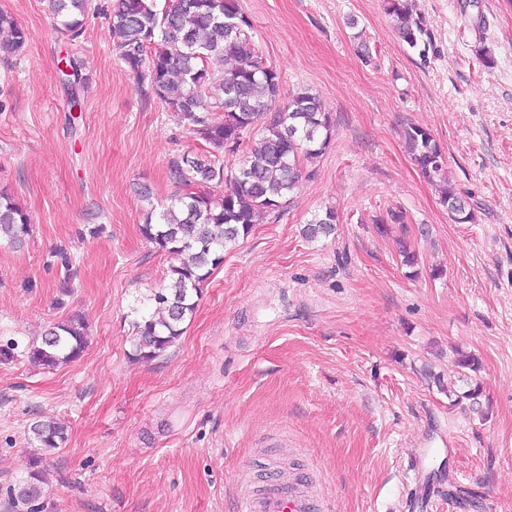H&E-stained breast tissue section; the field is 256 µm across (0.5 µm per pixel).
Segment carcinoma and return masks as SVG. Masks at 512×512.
<instances>
[{
    "mask_svg": "<svg viewBox=\"0 0 512 512\" xmlns=\"http://www.w3.org/2000/svg\"><path fill=\"white\" fill-rule=\"evenodd\" d=\"M66 39L84 33V18L93 0H48ZM398 36L424 57L432 45L430 32L414 16L411 0H386ZM115 47L126 68L150 94L192 128L206 144V155L170 159L169 179L183 193L168 204L150 208L141 237L157 249L182 256L170 268L171 284L152 293L155 312L136 323L135 357L161 356L183 333V324L198 306L201 285L224 262V250L247 238L257 224L278 218L290 206L302 178L320 158L332 137V120L319 96L300 89L279 103L282 79L251 40L250 19L239 0H112L110 13ZM0 30L10 33L9 53L23 50L27 31L12 15L0 11ZM233 63L217 70V61ZM261 126V137L245 145L247 134ZM408 153L428 182L441 189L442 201L458 223H471L467 208L448 178V163L433 135L423 127L404 129ZM242 153L233 169L221 156ZM234 182V190L217 197L211 188ZM336 212L316 214L304 229L310 240L336 230ZM32 232L27 211L0 190V240L21 243ZM86 345V324L79 315L53 324L41 344L30 350L33 363L54 368L77 359ZM43 448L55 449L66 439L57 423L31 427ZM43 478L33 470L14 496L27 512H41Z\"/></svg>",
    "mask_w": 512,
    "mask_h": 512,
    "instance_id": "1",
    "label": "carcinoma"
}]
</instances>
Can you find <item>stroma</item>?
I'll return each instance as SVG.
<instances>
[{
    "label": "stroma",
    "mask_w": 512,
    "mask_h": 512,
    "mask_svg": "<svg viewBox=\"0 0 512 512\" xmlns=\"http://www.w3.org/2000/svg\"><path fill=\"white\" fill-rule=\"evenodd\" d=\"M109 4L95 0L72 45L46 0H0L29 33L10 54L0 32V188L33 229L0 242V512H17L11 493L34 465L41 512H236L248 484L287 469L323 512H512V0H412L433 37L424 59L385 0H239L284 91L319 95L332 138L150 361L134 357V324L179 259L138 226L181 192L170 159L204 143L118 58ZM67 55L81 64L74 88ZM410 124L441 146L474 222L455 223L413 164ZM329 207L335 236L307 240ZM393 211L404 223L378 232ZM74 314L82 355L35 365L32 346ZM460 350L481 362L479 400L434 382L464 393ZM39 420L64 424L60 448L38 447Z\"/></svg>",
    "instance_id": "obj_1"
}]
</instances>
